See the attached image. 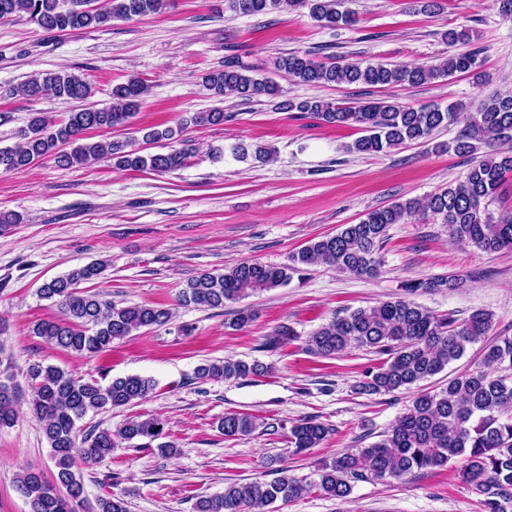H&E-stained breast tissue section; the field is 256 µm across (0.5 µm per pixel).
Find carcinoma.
<instances>
[{
  "mask_svg": "<svg viewBox=\"0 0 512 512\" xmlns=\"http://www.w3.org/2000/svg\"><path fill=\"white\" fill-rule=\"evenodd\" d=\"M166 0H0V20L22 17L47 33L100 28L112 20L133 19L159 12ZM345 0H224L225 8L239 16H256L275 9L299 11L327 27L352 26L357 19L343 8ZM479 52L454 54L434 65L390 63L363 64L355 61L326 64L306 54L291 53L274 61L275 71L302 85L339 86L361 83L375 88L420 86L439 79L474 75L480 68ZM204 87L216 98L236 96L251 100L265 96L275 99L279 85L271 78L248 75V68L227 56L224 64L202 77ZM145 81L132 77L112 88V102L103 108L87 107L58 121L36 112L21 131V141L0 148V161L7 170L21 172L34 163L52 159L65 168L112 161L120 170H149L159 174L181 169L192 156L186 132L190 126L221 125L224 109L214 107L195 112L176 127L141 130L146 145L165 143V152L136 149L128 140H90L89 133L126 126L148 93ZM30 97L52 95L63 100H86L93 94L82 76L68 73H35L21 87ZM282 112H299L321 125L360 127L362 136L346 146L351 153L377 154L409 143H427L434 132L462 123L452 144L446 145L462 156L477 151L476 142L489 152L474 162L462 180L444 187L421 201L408 199L375 209L356 224H346L334 235L315 238L289 256V264L275 265L257 260H240L214 274L202 272L186 281L178 293L181 306L222 310L247 296L288 285L291 274L310 265L324 264L339 272L359 277L377 274L379 251L390 225L400 224L420 213L429 214L448 228L450 239L471 244L489 253L512 251V216L494 217L489 206L497 199L506 175L512 173V93L495 92L482 99L476 112L465 114L455 105H403L386 98L363 104H344L321 98L283 100L275 103ZM233 153L260 163L273 160L275 150L242 144ZM106 264L92 261L45 282L39 295L56 305L59 319L43 320L33 334L71 354L87 357L101 354L143 329L162 328L171 323L170 308L150 305L119 306L99 292L79 285L94 280ZM454 286L448 277L406 280L403 295L333 316L305 338L311 354L332 358L351 347L385 356L368 367L355 386L359 394H389L411 390L412 386L443 372L463 357L468 347L485 339L493 314L472 313L462 322L439 317L411 300V296ZM254 319L248 307L232 311L229 325L241 330ZM298 339L293 328L278 326L262 343L275 349ZM12 363L0 360V428L16 423L19 387L14 383ZM512 337L497 339L482 347V358L473 368L448 379L437 390L415 395L411 406L399 416L379 440L364 448L347 450L322 462L313 477H297L290 469L276 470L270 481L231 483L224 491L200 497L195 512H273L277 501L290 502L315 491L335 499L347 498L356 483L372 479L383 484L405 481L427 469L443 468L460 461L458 476L479 497L482 512H512ZM270 367L258 360L206 361L195 370L201 381H235L264 376ZM26 377L31 389L29 408L41 423L54 461L48 480L40 471L27 469L15 481L16 490L29 504L30 512H78L87 491L75 462L77 454L86 461L103 459L121 443L173 455L177 448L164 438L165 422L156 416L132 417L117 431L93 427L81 430L78 422L88 414L133 406L153 394L156 382L138 374L111 379L81 381L69 371L41 362H30ZM256 428L248 416L224 414L220 429L226 437L247 435ZM332 428L314 417L292 424L288 443L293 453L304 454L318 447ZM127 493H113L96 499L91 512H128Z\"/></svg>",
  "mask_w": 512,
  "mask_h": 512,
  "instance_id": "1",
  "label": "carcinoma"
}]
</instances>
